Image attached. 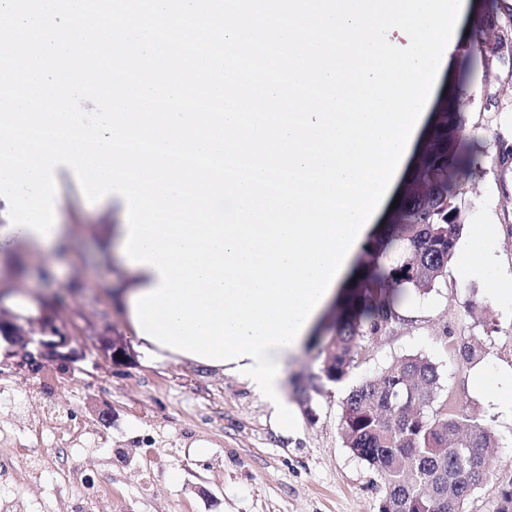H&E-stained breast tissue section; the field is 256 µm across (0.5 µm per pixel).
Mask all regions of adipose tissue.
Masks as SVG:
<instances>
[{"instance_id":"adipose-tissue-1","label":"adipose tissue","mask_w":512,"mask_h":512,"mask_svg":"<svg viewBox=\"0 0 512 512\" xmlns=\"http://www.w3.org/2000/svg\"><path fill=\"white\" fill-rule=\"evenodd\" d=\"M106 202L97 223L88 224L78 218L74 223L53 228L50 239L45 240L30 229L9 228L6 218L1 215L5 203L0 200V260L20 253L36 252L50 261L74 238L85 234L94 235L101 258L114 261L116 265L115 286L111 290L110 300L122 312L126 327L131 330L135 327L133 296L157 287L160 277L157 271L147 265H128L121 254L128 232L126 225L121 222L126 214L124 200L113 194L107 197ZM494 239L492 225H474L470 246L457 256L456 275L463 281L474 277L486 278L492 299L509 307L512 306V278H506L497 271ZM44 300L42 291L29 287L12 271H0V303L9 311L14 323L23 325L28 320L44 317Z\"/></svg>"}]
</instances>
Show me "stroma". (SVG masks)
<instances>
[{
	"instance_id": "35a3bbf8",
	"label": "stroma",
	"mask_w": 512,
	"mask_h": 512,
	"mask_svg": "<svg viewBox=\"0 0 512 512\" xmlns=\"http://www.w3.org/2000/svg\"><path fill=\"white\" fill-rule=\"evenodd\" d=\"M487 79L462 87L469 100L466 134L512 143V53L489 63ZM481 176L457 199L466 244L473 225L497 228L502 271L512 273V167L481 153ZM71 288L67 317L87 352L70 372L16 369L0 356V499L13 512H379L384 486L366 462L345 448L341 405L352 387L393 359L429 357L440 373L439 399L464 410L499 440L495 477L465 506L492 512L502 479L512 476V396L493 403L478 373L512 374V312L484 283L455 272L429 293H409L412 314L389 336L367 344L359 366L340 384L321 380L319 336L288 365L284 399L297 420L282 432L272 407L235 376L191 363L112 367L94 344L101 334L125 335L107 299L111 270L91 239L58 253L45 290ZM483 350L463 363L458 337ZM206 446L195 454L194 443ZM42 476L29 480L27 468Z\"/></svg>"
}]
</instances>
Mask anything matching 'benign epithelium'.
<instances>
[{
    "instance_id": "benign-epithelium-1",
    "label": "benign epithelium",
    "mask_w": 512,
    "mask_h": 512,
    "mask_svg": "<svg viewBox=\"0 0 512 512\" xmlns=\"http://www.w3.org/2000/svg\"><path fill=\"white\" fill-rule=\"evenodd\" d=\"M11 329L9 341L13 347L12 356L15 357L14 365L20 370L44 372L52 368L61 371L85 354V350L71 346L73 336L70 322L54 315L37 328L25 330L13 323ZM98 349L115 367H123L130 362L129 347L118 336L100 338Z\"/></svg>"
}]
</instances>
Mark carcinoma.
Here are the masks:
<instances>
[{
	"label": "carcinoma",
	"instance_id": "1",
	"mask_svg": "<svg viewBox=\"0 0 512 512\" xmlns=\"http://www.w3.org/2000/svg\"><path fill=\"white\" fill-rule=\"evenodd\" d=\"M512 33L488 8L470 33L457 84L471 78L475 64L489 68ZM467 103L448 95L435 116L428 149L421 155L403 200L370 252L368 273L352 301L325 328L329 344L320 379L339 384L358 366L365 345L388 335L405 320V294L428 293L444 279L463 229L457 197L480 170L461 146ZM460 359L476 364L481 353L465 336ZM437 366L423 355H406L353 387L341 406L344 447L374 468L385 495L379 512H464V505L489 480L487 450L495 434L476 417L442 411ZM492 512H512V479L500 485Z\"/></svg>",
	"mask_w": 512,
	"mask_h": 512
}]
</instances>
